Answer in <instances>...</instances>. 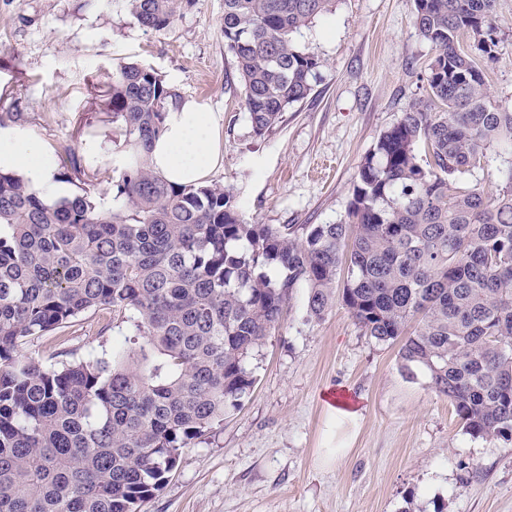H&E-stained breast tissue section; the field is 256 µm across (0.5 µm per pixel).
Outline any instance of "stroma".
I'll return each mask as SVG.
<instances>
[{
  "mask_svg": "<svg viewBox=\"0 0 512 512\" xmlns=\"http://www.w3.org/2000/svg\"><path fill=\"white\" fill-rule=\"evenodd\" d=\"M498 13L495 57L478 63L493 104L510 110L512 0H498ZM223 15L224 0H193L167 29L146 31L127 0H0V114L17 113V126L55 161L97 142L94 191L112 206L125 135L97 102L119 65L145 64L178 100L216 113L224 157L208 182L234 192L245 220H346L365 155L428 96L424 72L434 51L414 24L411 0H336L302 29L298 41L322 61L313 90L261 137L225 46ZM511 163L512 148L496 146L484 168L450 183L495 195ZM308 294L296 289L279 328L254 353L255 381L240 406L183 450L142 512H512V439L465 434L427 377L404 372L397 346L366 336L343 303L310 317ZM124 332L110 311L92 310L26 351L71 361L102 353ZM332 395L360 418L349 453L326 465L336 445Z\"/></svg>",
  "mask_w": 512,
  "mask_h": 512,
  "instance_id": "stroma-1",
  "label": "stroma"
}]
</instances>
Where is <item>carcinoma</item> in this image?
<instances>
[{
	"mask_svg": "<svg viewBox=\"0 0 512 512\" xmlns=\"http://www.w3.org/2000/svg\"><path fill=\"white\" fill-rule=\"evenodd\" d=\"M435 49L428 98L384 131L360 165L340 224L246 221L229 189L176 186L147 156L176 94L153 69L119 66L100 110L131 159L112 180L120 209L93 193L44 201L0 171V512H140L182 449L249 394L252 352L295 288L319 318L336 294L378 343L401 341L464 433L512 437V167L496 195L448 176L512 147V110L462 36L493 58L497 0H412ZM191 0H127L146 31ZM335 0H224V42L261 137L308 98L322 61L294 34ZM424 152L426 162L419 159ZM64 168L90 171L68 151ZM105 307L130 335L100 355L47 363L24 354Z\"/></svg>",
	"mask_w": 512,
	"mask_h": 512,
	"instance_id": "cac0c4a2",
	"label": "carcinoma"
}]
</instances>
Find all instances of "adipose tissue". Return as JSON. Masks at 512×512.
<instances>
[{"label": "adipose tissue", "mask_w": 512, "mask_h": 512, "mask_svg": "<svg viewBox=\"0 0 512 512\" xmlns=\"http://www.w3.org/2000/svg\"><path fill=\"white\" fill-rule=\"evenodd\" d=\"M222 154L217 117L190 99L169 106L164 131L153 143L151 163L171 184L197 185L220 165ZM15 169L23 171L31 188L47 192L53 199L64 196L46 147L25 129L0 128V170Z\"/></svg>", "instance_id": "adipose-tissue-1"}]
</instances>
